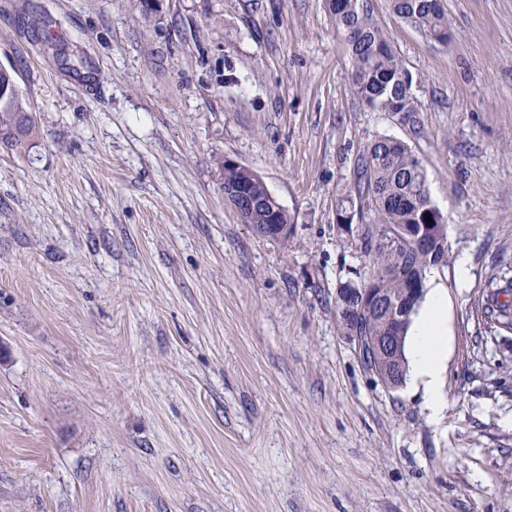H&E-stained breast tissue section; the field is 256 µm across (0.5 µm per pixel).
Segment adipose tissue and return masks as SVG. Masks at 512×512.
I'll use <instances>...</instances> for the list:
<instances>
[{
  "label": "adipose tissue",
  "instance_id": "obj_1",
  "mask_svg": "<svg viewBox=\"0 0 512 512\" xmlns=\"http://www.w3.org/2000/svg\"><path fill=\"white\" fill-rule=\"evenodd\" d=\"M422 300L408 331L407 359L412 385L422 390L432 414L444 408L442 373L448 354V290L426 276Z\"/></svg>",
  "mask_w": 512,
  "mask_h": 512
}]
</instances>
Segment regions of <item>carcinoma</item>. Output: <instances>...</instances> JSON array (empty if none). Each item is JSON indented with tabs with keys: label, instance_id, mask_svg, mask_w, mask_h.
I'll use <instances>...</instances> for the list:
<instances>
[{
	"label": "carcinoma",
	"instance_id": "carcinoma-1",
	"mask_svg": "<svg viewBox=\"0 0 512 512\" xmlns=\"http://www.w3.org/2000/svg\"><path fill=\"white\" fill-rule=\"evenodd\" d=\"M336 28L347 34L352 58V86L357 97L376 112H415L411 92L412 78L388 37L373 17L367 0H329ZM392 13L429 38L448 41V16L441 0H389ZM30 110L21 91L0 96V144L20 154L28 148L36 134L32 115L26 117L23 131H17L20 115ZM228 186H249L263 200L268 195L263 182L246 169L234 168L224 173ZM357 205L359 218L370 220L359 224L358 239L369 258L370 276L361 285L377 283L392 295L402 293L401 283L393 277L396 270H410L418 279L433 267L445 268L450 263L445 218L432 202L427 175L411 147L403 141L380 136L371 141L357 157L353 185L337 203L342 214ZM431 218L428 231L440 244L434 254L418 253L401 238L402 229L410 224H424ZM249 222L258 225L263 234L270 225V208L264 204L250 212ZM483 304L484 314L498 327L512 332V301L500 299L512 295V277L498 282L490 279Z\"/></svg>",
	"mask_w": 512,
	"mask_h": 512
}]
</instances>
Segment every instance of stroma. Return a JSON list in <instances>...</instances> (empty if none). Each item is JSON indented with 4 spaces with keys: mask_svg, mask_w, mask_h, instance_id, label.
<instances>
[{
    "mask_svg": "<svg viewBox=\"0 0 512 512\" xmlns=\"http://www.w3.org/2000/svg\"><path fill=\"white\" fill-rule=\"evenodd\" d=\"M369 5L415 114L354 95L328 0H0L37 125L0 147V512H512V333L482 310L512 267V0H443L444 44ZM380 136L469 257L439 272L438 421L338 325L369 265L337 200ZM227 159L287 242L225 201ZM240 165L241 164H239L238 162H236L234 160H224V167L227 169H232V170H226V172L224 173V169H223V174H222L223 175V177H222L223 190H224V181H225V188L227 187L226 185L233 186L234 184H237L234 187H231V192H232V194H234L235 196H237L238 198H241L243 200V202H244L243 205L245 208L252 206L253 203H252V198L250 196V191L244 185L249 186L252 189L253 194L257 195L259 198L263 199L264 201H267L269 199L266 189H267L268 193L270 194L271 198L275 199V197L268 190V188L261 176H259L257 173H255L263 182L255 174L251 173L250 171H248L246 169H241V168L236 169V167H238ZM241 184H243V185H241ZM238 185H241V186H238Z\"/></svg>",
    "mask_w": 512,
    "mask_h": 512,
    "instance_id": "35a3bbf8",
    "label": "stroma"
}]
</instances>
